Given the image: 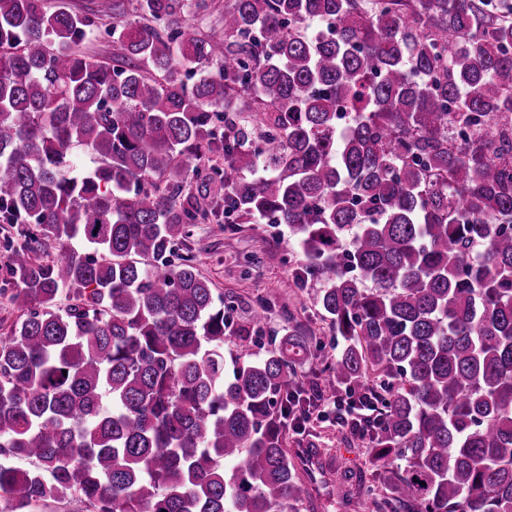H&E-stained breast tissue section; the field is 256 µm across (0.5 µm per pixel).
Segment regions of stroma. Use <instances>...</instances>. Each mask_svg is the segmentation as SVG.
<instances>
[{
    "label": "stroma",
    "mask_w": 512,
    "mask_h": 512,
    "mask_svg": "<svg viewBox=\"0 0 512 512\" xmlns=\"http://www.w3.org/2000/svg\"><path fill=\"white\" fill-rule=\"evenodd\" d=\"M260 237L268 241L262 252L255 249ZM180 251L196 256L200 272L213 282L216 293L239 296L241 303L231 315L235 328H247L251 308L259 299H269L267 323L254 334L256 350L267 349L270 335L286 328L313 336L324 355L340 350V341L318 312L320 281L312 279L302 287L295 280L302 255L285 225L251 219L230 226L217 218L192 225ZM332 407V401L322 402V416H311L302 429H288L290 448L319 449L331 476L344 469L368 470L369 441L337 425Z\"/></svg>",
    "instance_id": "35a3bbf8"
}]
</instances>
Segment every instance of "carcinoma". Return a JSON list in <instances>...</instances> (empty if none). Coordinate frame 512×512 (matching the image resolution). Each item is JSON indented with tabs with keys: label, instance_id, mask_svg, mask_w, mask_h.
Listing matches in <instances>:
<instances>
[{
	"label": "carcinoma",
	"instance_id": "obj_1",
	"mask_svg": "<svg viewBox=\"0 0 512 512\" xmlns=\"http://www.w3.org/2000/svg\"><path fill=\"white\" fill-rule=\"evenodd\" d=\"M211 8L0 0V512H290L283 417L343 388L374 404L370 474H337L372 512H512V0H224L222 39ZM205 161L224 223L287 225L323 280L342 348L304 385L305 336L251 352L170 261ZM212 1L214 9L210 13L199 14L194 22L201 33L220 38L224 36V28L217 13L223 10L224 0Z\"/></svg>",
	"mask_w": 512,
	"mask_h": 512
}]
</instances>
